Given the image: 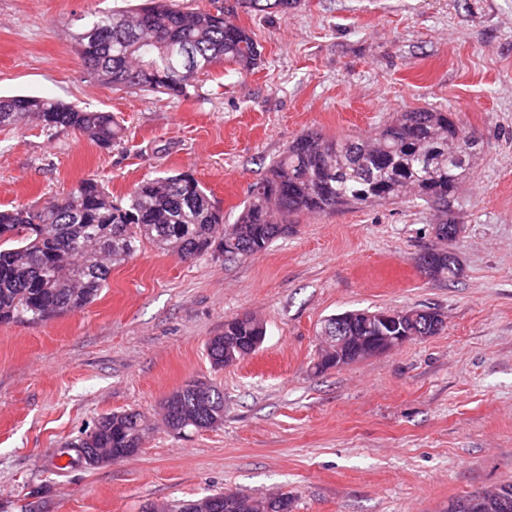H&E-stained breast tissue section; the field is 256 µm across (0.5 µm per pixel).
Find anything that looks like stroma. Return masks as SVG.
I'll list each match as a JSON object with an SVG mask.
<instances>
[{"mask_svg": "<svg viewBox=\"0 0 512 512\" xmlns=\"http://www.w3.org/2000/svg\"><path fill=\"white\" fill-rule=\"evenodd\" d=\"M139 4L0 0V95L109 112L123 129L104 149L69 127H1L0 207L46 205L85 178L119 199L175 170L232 222L302 134L367 136L436 107L480 137L450 203L461 274L421 272L439 214L417 200L298 217L242 261L143 244L83 310L0 324V512H146L225 491L285 492L291 512H448L512 484V0H298L285 14L183 0L230 9L261 62L216 66L181 99L112 89L79 54L81 17ZM415 307L443 330L316 372L328 316ZM242 314L262 319L265 341L213 368L208 340ZM197 378L223 389L222 426L177 438L159 424L130 459L52 472L101 416H155Z\"/></svg>", "mask_w": 512, "mask_h": 512, "instance_id": "stroma-1", "label": "stroma"}]
</instances>
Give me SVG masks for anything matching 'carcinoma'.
I'll return each instance as SVG.
<instances>
[{
  "instance_id": "obj_1",
  "label": "carcinoma",
  "mask_w": 512,
  "mask_h": 512,
  "mask_svg": "<svg viewBox=\"0 0 512 512\" xmlns=\"http://www.w3.org/2000/svg\"><path fill=\"white\" fill-rule=\"evenodd\" d=\"M256 11L285 12L297 0H242ZM85 65L98 81L115 90L187 96L199 75L217 63L242 72L255 69L261 53L251 32L228 11H188L178 0H147L134 11L95 13L78 37ZM32 117L43 128L72 127L103 148L121 141L122 130L110 112L88 111L61 100L38 96H0V127ZM451 113L438 108L399 112L366 138L326 139L309 133L292 141L272 162L266 176L250 186L232 224L224 223L206 189L192 175L167 172L143 180L125 201L115 203L95 179H83L63 197L41 208L0 209V323L36 324L75 312L92 303L112 265L132 257L145 241L164 253L188 259L222 252L238 260L268 248L292 230V219L339 208L397 203L410 196L438 209L434 225L439 245L431 247V276L459 275L448 242V201L467 178L472 156L455 151L465 145ZM405 336H434L442 327H426L420 309L404 310ZM266 335L251 315L224 321V332L207 342L213 367L241 361L255 352L252 340ZM343 355L324 350L316 371L336 367ZM169 426L180 434L182 420L204 426L224 423V390L202 380L170 394ZM153 426L137 410L113 412L98 420L93 434L66 442L59 456L68 467L91 468L85 456L107 448L114 461L130 448L143 447ZM498 492L474 494L473 512H500ZM273 498L244 496L233 512H268Z\"/></svg>"
}]
</instances>
